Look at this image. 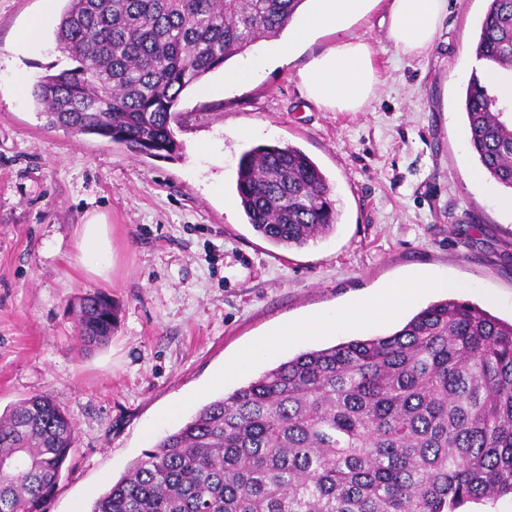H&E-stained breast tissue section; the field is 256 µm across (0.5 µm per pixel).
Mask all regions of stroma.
<instances>
[{
	"label": "stroma",
	"mask_w": 512,
	"mask_h": 512,
	"mask_svg": "<svg viewBox=\"0 0 512 512\" xmlns=\"http://www.w3.org/2000/svg\"><path fill=\"white\" fill-rule=\"evenodd\" d=\"M488 4L448 0L419 55L393 48L384 6L355 22L349 33L372 44L379 74L359 112H328L302 95L297 72L330 36L249 85L213 94L224 73H211L179 102V153L158 158L48 127L30 90L47 69L71 64L54 39L65 0H0V411L47 393L77 428L46 512H89L205 404L339 342L309 337L211 387L283 320L376 296L421 268L472 283L464 301L512 321V213L496 203L500 186L469 176L477 162L462 108ZM35 19L40 43H20ZM258 144L297 147L318 164L336 202L333 232L285 250L247 223L234 203L237 168ZM94 211L110 224L104 278L77 259L78 226ZM91 290L111 296L118 320L106 344L85 348L75 305ZM171 406L178 415L162 420Z\"/></svg>",
	"instance_id": "35a3bbf8"
}]
</instances>
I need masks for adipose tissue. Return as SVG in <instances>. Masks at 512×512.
<instances>
[{"instance_id": "adipose-tissue-1", "label": "adipose tissue", "mask_w": 512, "mask_h": 512, "mask_svg": "<svg viewBox=\"0 0 512 512\" xmlns=\"http://www.w3.org/2000/svg\"><path fill=\"white\" fill-rule=\"evenodd\" d=\"M372 0H306V12L299 23L289 25L286 35L275 38L269 53L254 57L247 64L230 70L229 81L246 84L256 80L272 61L289 60L297 46L317 35H333L337 41L313 56L299 70L303 95L330 112H359L373 97L379 83L372 46L362 40L345 37L354 20L365 16ZM447 0H386L387 38L404 54H421L432 44L446 14ZM77 247L89 271L104 275L103 263L110 250L106 218L88 214L78 231ZM467 283L436 278L423 271L389 285L375 300L344 310H328L301 322L282 321L274 330L255 341L252 347L223 370L224 376L247 371L257 359L276 354L288 344L308 336H322L338 331L355 335L370 323L396 316L406 305L429 294L431 290L461 293Z\"/></svg>"}]
</instances>
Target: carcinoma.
Segmentation results:
<instances>
[{
  "label": "carcinoma",
  "instance_id": "obj_1",
  "mask_svg": "<svg viewBox=\"0 0 512 512\" xmlns=\"http://www.w3.org/2000/svg\"><path fill=\"white\" fill-rule=\"evenodd\" d=\"M304 0H67L54 31L76 66L31 97L47 126L171 157L182 93L279 34ZM477 59L512 72V0H489ZM512 103L469 80L464 112L480 168L512 191ZM252 228L276 247L333 230L331 187L293 146L238 164ZM102 292L76 309L84 347L108 342ZM76 439L47 393L0 413V512H46ZM512 495V323L446 299L400 329L302 352L204 405L146 451L90 512H460Z\"/></svg>",
  "mask_w": 512,
  "mask_h": 512
}]
</instances>
